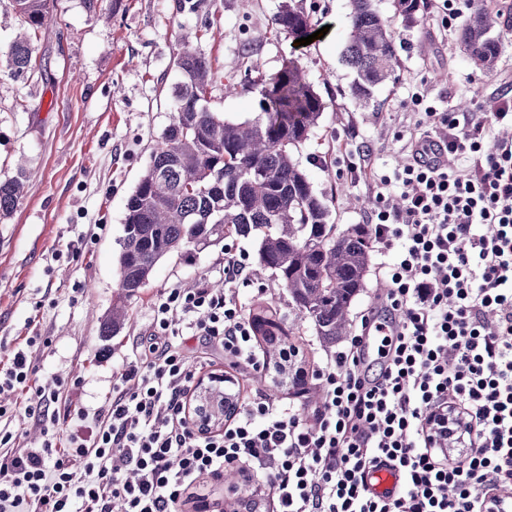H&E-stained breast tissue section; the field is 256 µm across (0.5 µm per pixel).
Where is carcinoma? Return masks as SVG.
Listing matches in <instances>:
<instances>
[{"label": "carcinoma", "instance_id": "cac0c4a2", "mask_svg": "<svg viewBox=\"0 0 512 512\" xmlns=\"http://www.w3.org/2000/svg\"><path fill=\"white\" fill-rule=\"evenodd\" d=\"M25 26L9 46L10 72L32 69L31 34L52 19L50 0H13ZM424 0H394L395 16L411 28L424 23ZM496 20L482 6L463 21L458 41L471 63L491 72L502 42L489 36ZM275 32L296 40L317 31L302 0H285L274 18ZM350 38L343 61L356 71L351 96L370 101L375 87L400 66L391 20L374 0H350ZM176 65L183 80L175 89L171 122L154 147L126 203L124 235L119 241L118 293L101 324V335L116 336L138 296L164 258L203 250L232 237L262 234L260 263L274 271L278 284L313 324L326 346L348 334L349 309L364 287L371 263V242L364 227L336 233L329 209L294 158L318 124L324 109L306 83L298 60L288 59L274 74H262L260 112L231 121L207 106L213 83L205 57L185 51ZM20 175L0 182V220L8 218L24 196ZM256 335L282 357L278 383L297 384L300 371L284 359L286 335L281 323L262 308L250 314ZM214 424L224 421L232 394L210 388L200 395Z\"/></svg>", "mask_w": 512, "mask_h": 512}]
</instances>
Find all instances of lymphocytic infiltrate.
Listing matches in <instances>:
<instances>
[{
    "instance_id": "f902f5d3",
    "label": "lymphocytic infiltrate",
    "mask_w": 512,
    "mask_h": 512,
    "mask_svg": "<svg viewBox=\"0 0 512 512\" xmlns=\"http://www.w3.org/2000/svg\"><path fill=\"white\" fill-rule=\"evenodd\" d=\"M412 102L425 127L413 162L380 178L402 205H377L367 228L395 253L389 315L362 316L359 334L315 370L319 408L257 393L224 428L195 425L190 391L204 364L189 360L186 337L253 374L271 369L232 289L250 280L247 258L229 247L227 289H164L150 336L96 411H59L70 389L62 375L39 405L19 404L37 381L36 337L0 363V419L21 414L41 427L35 448L0 431V512H182L233 467L251 472L253 495L271 496L274 512H512V137L492 135L512 127V98L490 126L418 94ZM442 407L464 421L447 435L467 442L463 456L433 439L429 419ZM381 466L399 475L394 496L368 488Z\"/></svg>"
}]
</instances>
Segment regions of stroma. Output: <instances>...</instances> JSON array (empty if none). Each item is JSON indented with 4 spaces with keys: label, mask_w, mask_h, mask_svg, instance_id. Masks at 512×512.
<instances>
[{
    "label": "stroma",
    "mask_w": 512,
    "mask_h": 512,
    "mask_svg": "<svg viewBox=\"0 0 512 512\" xmlns=\"http://www.w3.org/2000/svg\"><path fill=\"white\" fill-rule=\"evenodd\" d=\"M283 0H54L53 21L32 39L35 74L10 75L1 56L20 32L12 0H0V180L31 174L25 195L0 221V361L26 337L47 338L34 354L37 383L53 389L55 376L74 381V404L95 410L112 394V382L132 359L133 345L149 334L153 303L164 289L224 280V248L175 253L155 268L149 285L129 305L119 335L100 334L117 293L116 258L126 201L149 153L160 140L182 76L179 52L204 56L215 82L213 111L232 121L259 111L258 87L246 84L250 67L270 74L297 59L324 111L297 158L322 195L338 231L367 224L379 192L378 175L411 161L410 143L422 133L413 93L442 111L489 121L512 91V30L493 72L475 69L457 41L456 25L443 27L435 9L424 25L408 28L393 16V0H376L393 17L401 68L397 81L376 89L369 105L349 93L353 69L342 61L350 33L349 0H311L323 37L303 46L277 34L272 20ZM190 42H182L184 33ZM235 91H225L227 83ZM248 253L251 282L238 286L246 311L267 307L298 347L301 387L275 386L271 377L231 367L221 351L189 341L194 355L237 377L241 392L310 410L320 391L314 372L336 348H324L311 324L260 264L255 237L229 244ZM393 258L372 246L365 286L349 311L352 326L377 307Z\"/></svg>",
    "instance_id": "stroma-1"
}]
</instances>
